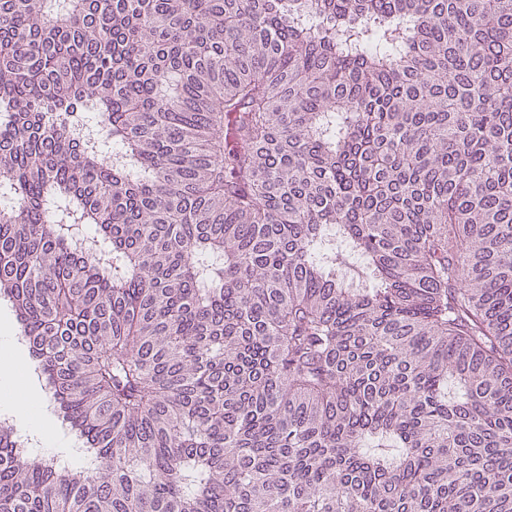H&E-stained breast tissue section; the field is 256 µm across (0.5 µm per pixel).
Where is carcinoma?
<instances>
[{"mask_svg":"<svg viewBox=\"0 0 512 512\" xmlns=\"http://www.w3.org/2000/svg\"><path fill=\"white\" fill-rule=\"evenodd\" d=\"M0 188V512H512V0H0ZM18 341L13 348V354L15 357V361L17 363V370L14 373L13 366L10 360L2 354L0 357V373L2 375H12L14 374L15 379L18 382H24L26 384L27 392L33 396V398L40 405H48L50 402L49 396L45 391V381L41 379L37 374L34 376L30 372V362H31V351L29 349L28 344L23 340L22 336L18 334ZM1 376H0V387H1ZM54 405V404H53ZM19 425L28 430H36L44 435L48 431V424L43 416L37 415L30 403L19 393L4 398ZM49 413L52 423L56 426V432L53 433L50 437H44L42 440H38V438L34 439L35 442H32L31 447H29L30 439L27 436H23L26 434H23L17 428V426L11 421L15 429L20 434H23L21 439L24 441L27 448L29 447V455L33 458L54 456L64 461L73 468H80L86 466L87 463L84 462L82 455L77 460L73 459L75 453H72V449L82 448L78 439L70 430H68L66 427L61 426L54 411H49Z\"/></svg>","mask_w":512,"mask_h":512,"instance_id":"cac0c4a2","label":"carcinoma"}]
</instances>
